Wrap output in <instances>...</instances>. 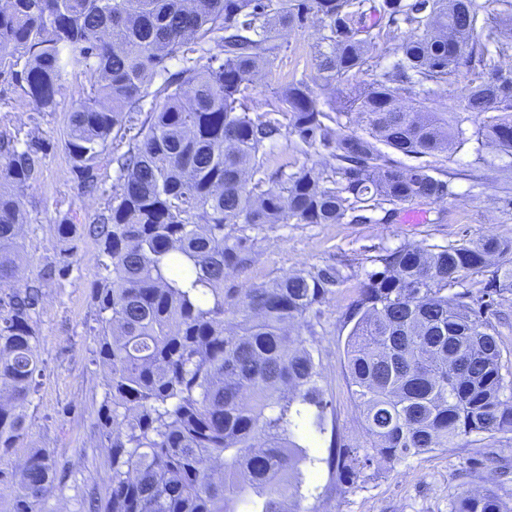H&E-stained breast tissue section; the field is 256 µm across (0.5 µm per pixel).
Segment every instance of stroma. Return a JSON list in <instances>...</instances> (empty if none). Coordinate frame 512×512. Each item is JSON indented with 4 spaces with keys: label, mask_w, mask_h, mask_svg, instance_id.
Masks as SVG:
<instances>
[{
    "label": "stroma",
    "mask_w": 512,
    "mask_h": 512,
    "mask_svg": "<svg viewBox=\"0 0 512 512\" xmlns=\"http://www.w3.org/2000/svg\"><path fill=\"white\" fill-rule=\"evenodd\" d=\"M323 33L320 20L283 30L275 60L256 76V103L272 97L287 82L314 73V52ZM368 65L350 82L317 87L324 110L342 109L352 87H364L390 69L395 60L376 45ZM476 77L473 66H460L445 85L436 87L431 108L461 119L477 129L478 119L464 109L468 88ZM84 85L77 78L58 96L55 111H38L18 88L0 81V117L14 133H33L44 141L38 178L29 192L23 277L37 281L43 264L65 258L69 275L43 288L38 318V353L44 374L28 408V435L18 448L0 457V471L10 473L31 450L53 451L58 470L66 474L42 512H84L85 492L105 497L110 458L99 424L105 399L104 377L94 363L96 315L91 284L97 277L98 245L88 236L59 243L54 226L64 215L87 218L111 198L108 190L82 191L66 148L68 117ZM439 167L450 183L443 200L423 203L425 219L403 223L410 204L393 213L376 211L369 220L344 218L335 224H273L254 234L252 262L245 273L229 276L225 287L241 289L269 282L298 270L333 267L341 283L321 307L314 322L313 348L321 365L320 385L330 406L326 439L308 450L302 462L301 505L306 512H451L457 494L493 488L512 500V433L491 438L468 437L457 447L439 448L402 461L375 460L360 471H329L324 459L328 443L366 452V434L351 394L345 367V345L351 329L347 307L373 259L400 245L427 247L488 238L512 241V157L495 146L469 143L439 154Z\"/></svg>",
    "instance_id": "stroma-1"
}]
</instances>
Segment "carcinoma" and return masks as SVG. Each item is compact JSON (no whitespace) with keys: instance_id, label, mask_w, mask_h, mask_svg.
Here are the masks:
<instances>
[{"instance_id":"1","label":"carcinoma","mask_w":512,"mask_h":512,"mask_svg":"<svg viewBox=\"0 0 512 512\" xmlns=\"http://www.w3.org/2000/svg\"><path fill=\"white\" fill-rule=\"evenodd\" d=\"M318 17L315 77L293 80L255 109L250 86L277 34ZM476 0H8L0 7V78L41 112L72 77L83 96L67 149L81 188L112 170V202L85 224L54 225L99 247L92 285L95 364L105 374L100 424L112 459L104 505L93 512H305L301 432L324 435L320 363L297 328L312 326L334 293V269L299 270L235 290L254 238L268 224H334L352 214L442 199L448 181L427 158L469 141L428 106L430 85L477 62L465 111L494 112L475 132L512 154L509 44L490 27L475 40ZM413 30L391 70L351 90L346 112L323 109L312 85L348 79L376 40ZM222 54L211 53V44ZM183 67L169 73L167 61ZM162 79L152 88L156 79ZM405 91L414 104L398 99ZM150 107H145V103ZM366 134L342 133L351 112ZM297 138L299 163H271L266 147ZM328 151L317 164L309 150ZM42 143L0 131V455L23 440L43 376L36 317L42 284L22 282L27 217ZM422 158L403 166L390 152ZM497 259L475 303L448 294L462 274ZM348 307L346 368L372 440L361 457L329 445L331 470L367 467L512 433V365L489 314L512 288V242L401 245L379 257ZM51 261L41 279L64 278ZM12 512H39L57 491L56 462L31 452L7 479ZM452 512H512L497 492H461Z\"/></svg>"}]
</instances>
